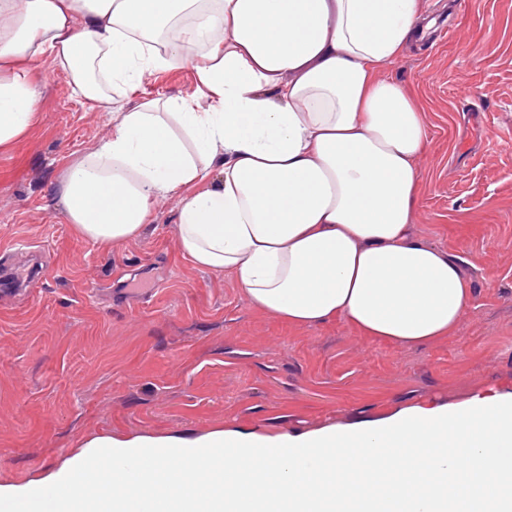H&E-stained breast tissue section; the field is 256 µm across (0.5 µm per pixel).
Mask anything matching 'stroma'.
Listing matches in <instances>:
<instances>
[{
	"label": "stroma",
	"mask_w": 512,
	"mask_h": 512,
	"mask_svg": "<svg viewBox=\"0 0 512 512\" xmlns=\"http://www.w3.org/2000/svg\"><path fill=\"white\" fill-rule=\"evenodd\" d=\"M424 8L435 26L388 74L430 136L415 231L458 257L474 307L455 335L419 349L340 319L307 330L254 310L230 274L181 255L176 195L135 240L103 248L75 235L57 184L111 126L37 62L40 120L0 154V260L42 258L34 280L0 282L1 483L40 477L96 435H298L512 391V0ZM195 88L186 65L141 91Z\"/></svg>",
	"instance_id": "35a3bbf8"
}]
</instances>
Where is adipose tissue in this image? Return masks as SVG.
Masks as SVG:
<instances>
[{
  "label": "adipose tissue",
  "mask_w": 512,
  "mask_h": 512,
  "mask_svg": "<svg viewBox=\"0 0 512 512\" xmlns=\"http://www.w3.org/2000/svg\"><path fill=\"white\" fill-rule=\"evenodd\" d=\"M423 21V0H0V153L37 123L50 59L112 125L57 187L77 236L134 240L178 194L181 253L255 309L422 346L473 306L456 258L414 231L428 128L380 75ZM182 64L195 95L133 101Z\"/></svg>",
  "instance_id": "obj_1"
}]
</instances>
